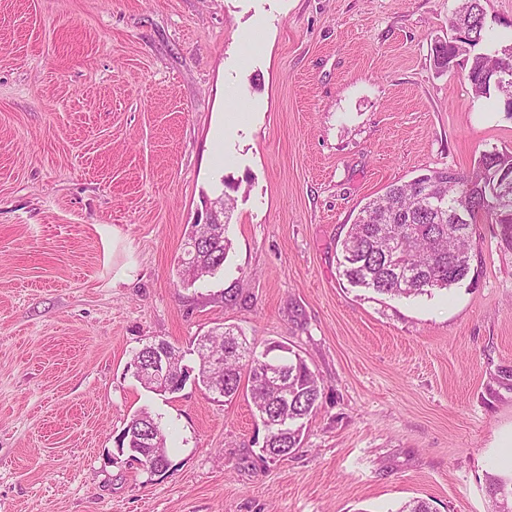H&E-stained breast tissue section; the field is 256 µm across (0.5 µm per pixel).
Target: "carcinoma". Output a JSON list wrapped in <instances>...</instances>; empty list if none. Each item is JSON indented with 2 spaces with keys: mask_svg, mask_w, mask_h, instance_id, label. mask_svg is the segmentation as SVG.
<instances>
[{
  "mask_svg": "<svg viewBox=\"0 0 512 512\" xmlns=\"http://www.w3.org/2000/svg\"><path fill=\"white\" fill-rule=\"evenodd\" d=\"M453 37L434 46V66L439 71L457 60L454 43L462 38L471 56L460 67L478 97L496 93L504 111L512 115V79L496 80V73L512 72V60L483 50L488 33L483 0H461L450 20ZM512 172V153L493 157L481 154L472 171H432L411 181L395 183L369 200L350 225L342 241V276L351 284L392 298L430 296L465 281L471 272V258L477 246V224L486 219L500 228V235L512 243V222L499 215L512 213V186L507 205L491 204L482 191L492 169ZM469 206L468 223L458 224L451 214L457 204ZM199 247L185 241L182 265L191 280L210 276V269L223 267L231 248L227 232H215L210 224L192 225ZM212 350L224 355L221 375L198 373V382L215 397L231 400L247 375L255 410L266 430L261 448L271 457H285L300 447L305 420L317 409L325 390L323 380L300 354L277 343V353L257 352L241 332L216 331ZM150 418L140 412L131 418L119 437V447L145 456L151 447L141 442L137 429ZM493 512H512V478L496 477L490 484Z\"/></svg>",
  "mask_w": 512,
  "mask_h": 512,
  "instance_id": "1",
  "label": "carcinoma"
}]
</instances>
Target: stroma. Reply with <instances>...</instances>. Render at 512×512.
Returning <instances> with one entry per match:
<instances>
[{
  "mask_svg": "<svg viewBox=\"0 0 512 512\" xmlns=\"http://www.w3.org/2000/svg\"><path fill=\"white\" fill-rule=\"evenodd\" d=\"M459 4L0 0V512H491L490 477L512 476V244L480 223L469 278L430 297L338 270L387 186L512 153L497 97L434 69ZM483 4L486 50L511 45L512 0ZM227 179L224 268L184 282ZM222 325L323 378L292 454L262 458L249 396L158 395L127 369ZM144 409L161 472L117 450Z\"/></svg>",
  "mask_w": 512,
  "mask_h": 512,
  "instance_id": "obj_1",
  "label": "stroma"
}]
</instances>
